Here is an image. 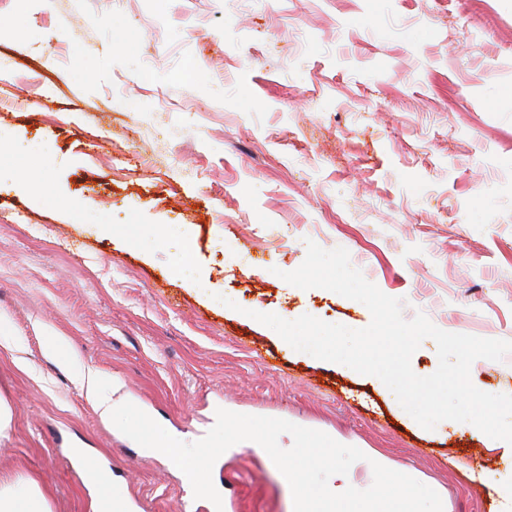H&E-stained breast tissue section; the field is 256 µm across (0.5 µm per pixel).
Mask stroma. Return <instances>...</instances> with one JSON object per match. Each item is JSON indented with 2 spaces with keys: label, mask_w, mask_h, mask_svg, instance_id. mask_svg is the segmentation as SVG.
Here are the masks:
<instances>
[{
  "label": "stroma",
  "mask_w": 512,
  "mask_h": 512,
  "mask_svg": "<svg viewBox=\"0 0 512 512\" xmlns=\"http://www.w3.org/2000/svg\"><path fill=\"white\" fill-rule=\"evenodd\" d=\"M0 137L36 148L0 176V481L94 512L80 452L139 512H208L181 470L100 417L90 369L181 441L220 408L282 418L385 457L443 512H498L501 441L423 429L378 378L251 314L370 323L360 302L281 279L310 239L347 249L405 318L512 340V0H0ZM227 237L247 263L225 265ZM226 291L240 310L216 302ZM471 381L512 394V354L476 360ZM212 479L224 512L293 510L254 442Z\"/></svg>",
  "instance_id": "1"
}]
</instances>
